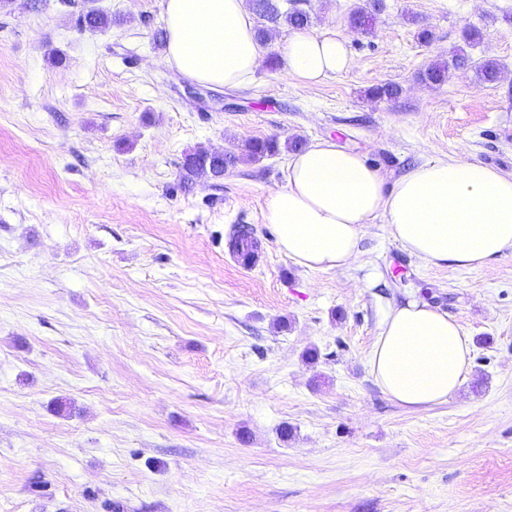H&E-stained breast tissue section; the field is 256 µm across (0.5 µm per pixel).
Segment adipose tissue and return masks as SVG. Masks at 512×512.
<instances>
[{"label": "adipose tissue", "mask_w": 512, "mask_h": 512, "mask_svg": "<svg viewBox=\"0 0 512 512\" xmlns=\"http://www.w3.org/2000/svg\"><path fill=\"white\" fill-rule=\"evenodd\" d=\"M166 64L212 87H236L262 48L246 0H162ZM285 72L305 84L353 65L338 33L291 31ZM286 185L267 199L278 251L302 267H348L363 227L388 224L409 253L434 265L475 269L512 251V173L464 158L420 164L396 179L329 139L291 155ZM471 344L446 312L419 300L390 310L370 364L383 391L407 407L447 402L463 383Z\"/></svg>", "instance_id": "ef3b65f1"}]
</instances>
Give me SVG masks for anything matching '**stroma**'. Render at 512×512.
Here are the masks:
<instances>
[{
    "label": "stroma",
    "mask_w": 512,
    "mask_h": 512,
    "mask_svg": "<svg viewBox=\"0 0 512 512\" xmlns=\"http://www.w3.org/2000/svg\"><path fill=\"white\" fill-rule=\"evenodd\" d=\"M359 2L305 4L350 71L263 64L221 89L162 63L161 0L0 8V512H512V252L434 266L378 223L349 268L300 267L264 220L284 150L176 187L187 153L269 137H329L391 177L463 152L512 172V0H383L364 33ZM89 8L111 27L81 29ZM469 26L468 67L423 82ZM243 225L253 267L228 246ZM411 297L471 341L458 392L419 409L370 367Z\"/></svg>",
    "instance_id": "35a3bbf8"
}]
</instances>
